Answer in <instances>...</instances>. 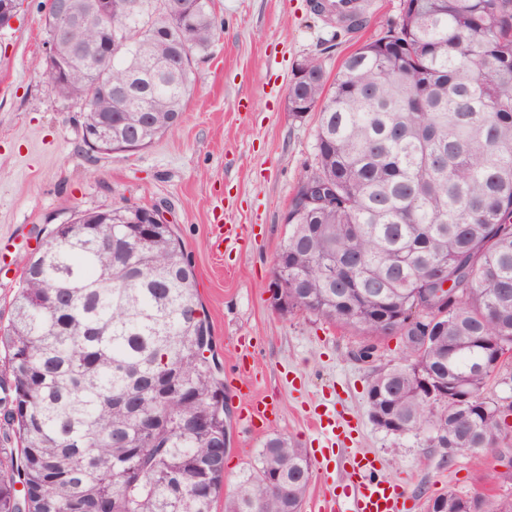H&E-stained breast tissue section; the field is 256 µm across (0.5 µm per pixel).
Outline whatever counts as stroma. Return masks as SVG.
<instances>
[{
    "label": "stroma",
    "instance_id": "1",
    "mask_svg": "<svg viewBox=\"0 0 512 512\" xmlns=\"http://www.w3.org/2000/svg\"><path fill=\"white\" fill-rule=\"evenodd\" d=\"M354 31L317 14L312 0H214L216 39L195 56V86L180 124L150 146L93 156L79 152L75 101L61 98L40 63L47 0H23L0 28V322L22 274V257L78 210L129 204L157 207L191 259L224 369L226 487H233L273 431L299 441L313 462L302 512L341 477L323 462V437L310 413L327 410L357 424L353 449L377 455L405 491L412 512H427L446 491L512 503V437L475 455L427 445V434H395L368 415L371 364L362 338L310 314L284 315L269 300L283 217L304 175L316 168L317 113L294 117L288 85L300 63L317 60L334 78L343 60L399 22L400 0H363ZM223 225L222 252L213 227ZM276 411L256 432L238 426L240 392Z\"/></svg>",
    "mask_w": 512,
    "mask_h": 512
}]
</instances>
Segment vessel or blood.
Instances as JSON below:
<instances>
[{
    "label": "vessel or blood",
    "instance_id": "1",
    "mask_svg": "<svg viewBox=\"0 0 512 512\" xmlns=\"http://www.w3.org/2000/svg\"><path fill=\"white\" fill-rule=\"evenodd\" d=\"M274 408L265 400L249 401L241 418L246 430L257 428ZM315 427L322 431L327 448L351 439L354 428L340 423L327 412L312 415ZM343 477L336 487L319 500L317 512H405L406 501L397 486L381 473L380 461L370 454H354L343 464Z\"/></svg>",
    "mask_w": 512,
    "mask_h": 512
}]
</instances>
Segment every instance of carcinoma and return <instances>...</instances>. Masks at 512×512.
Here are the masks:
<instances>
[{"label": "carcinoma", "mask_w": 512, "mask_h": 512, "mask_svg": "<svg viewBox=\"0 0 512 512\" xmlns=\"http://www.w3.org/2000/svg\"><path fill=\"white\" fill-rule=\"evenodd\" d=\"M131 15L93 13L80 26L45 29L63 70L57 93L80 105V150L112 125V149L132 124L144 146L179 123L193 56L211 46L212 0H129ZM127 85L115 93L102 77ZM319 109L317 168L289 208L282 277L288 305L359 332V354L401 335L384 316L418 306L430 278L448 281L447 327L421 332L403 362L377 366L369 399L419 433L442 423L424 379L463 385L469 400L448 414L446 448L479 454L512 427V405L485 395L512 346V0H406L386 36L349 55L332 84L310 61L288 86V111ZM313 179L336 199L304 204ZM80 211L57 224L24 261L0 348L10 390L5 413L18 447L0 448V512H301L312 479L308 453L272 432L254 464L224 489V372L192 261L175 229L145 208ZM112 238V248L99 239ZM130 247L131 257L115 253ZM201 418L206 433L182 423ZM297 494L270 491V466ZM24 486L18 494L16 485ZM438 512H478L453 491Z\"/></svg>", "instance_id": "carcinoma-1"}]
</instances>
